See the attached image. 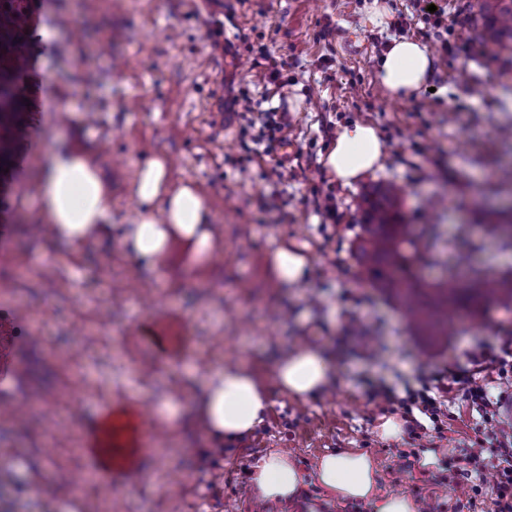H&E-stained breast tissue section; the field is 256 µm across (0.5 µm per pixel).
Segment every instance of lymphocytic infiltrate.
<instances>
[{"label": "lymphocytic infiltrate", "mask_w": 512, "mask_h": 512, "mask_svg": "<svg viewBox=\"0 0 512 512\" xmlns=\"http://www.w3.org/2000/svg\"><path fill=\"white\" fill-rule=\"evenodd\" d=\"M43 0H15L14 8L0 7V17L21 19L19 42L24 50L25 62L15 73L20 91H28L34 78L30 72L29 62L33 58V46L30 37L34 31L36 14ZM241 105L239 117L248 128L254 129L253 141L262 147L264 153H272L276 147L288 141V122L284 113L275 109H256L253 99L247 93H240L237 98ZM470 367L463 373L451 376L450 383H431L422 379L417 390H407L405 397L395 398L388 389L372 387L373 398L386 402H400L408 421V435L411 440H420L426 424H433L435 430H443L448 424V405L441 399V392L447 391L449 385L461 387L463 398L475 406L487 425L496 423L501 403L492 400L489 393L490 383L512 388V341H506L500 353H473L469 356ZM478 431L473 444L466 449L459 459L460 469L464 472L482 473L493 470L496 481L494 496L491 500L493 512H512V434L504 431L492 434ZM494 441L496 452L486 455V441Z\"/></svg>", "instance_id": "lymphocytic-infiltrate-1"}]
</instances>
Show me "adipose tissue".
Instances as JSON below:
<instances>
[{
  "label": "adipose tissue",
  "mask_w": 512,
  "mask_h": 512,
  "mask_svg": "<svg viewBox=\"0 0 512 512\" xmlns=\"http://www.w3.org/2000/svg\"><path fill=\"white\" fill-rule=\"evenodd\" d=\"M378 78L390 96L407 99L427 89L434 58L420 42L394 38L377 62ZM385 156V144L368 124L344 126L322 158L327 174L349 186L376 168ZM139 215L125 225L121 246L146 264L162 262L174 239L191 245L194 256L213 253L218 240L208 218L204 195L191 185L170 186L165 160L152 158L140 166L135 185ZM39 212L51 235L71 244L106 231L112 217V196L97 170L76 150L54 153L37 187ZM330 368L322 350L297 347L275 367L274 378L287 395L305 400L329 383ZM269 396L247 366L216 371L200 409L207 435L235 439L262 423ZM322 487L344 501L369 498L375 490L377 469L368 454L357 450L322 457L316 465ZM250 485L257 501L292 500L299 492L296 463L286 454L269 453L256 466Z\"/></svg>",
  "instance_id": "1"
}]
</instances>
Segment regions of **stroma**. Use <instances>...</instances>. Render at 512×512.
Returning <instances> with one entry per match:
<instances>
[{"label": "stroma", "instance_id": "stroma-1", "mask_svg": "<svg viewBox=\"0 0 512 512\" xmlns=\"http://www.w3.org/2000/svg\"><path fill=\"white\" fill-rule=\"evenodd\" d=\"M414 2L224 0L240 28L228 40L222 26H200L191 0H46L36 102L16 116L29 137L0 159L11 171L0 316L25 315L22 365L48 379L53 403L32 418L0 419V449L15 457L0 467V512H58L60 494L88 512H254L246 480L275 450L296 461L301 490L330 512H375V497L387 495L438 512H463L473 496L489 512L492 471L455 472L476 422L460 392H448L445 439L424 438L409 457L402 440L378 433L381 418L402 408L368 393L372 382L400 393L418 387L419 376L466 366L476 346L495 352L512 336V308L494 305L482 322L456 323L447 342L427 347L363 281L353 254L362 197L394 183L405 223L437 225L436 251L512 274V248L489 235L467 252L459 236L462 225L494 223L499 202L512 197V50L480 42L478 0H433L446 26L415 23L409 32L437 59L432 88L391 98L376 77L377 46L397 37L394 23ZM274 65L286 86L263 82ZM242 89L258 109L286 111L287 149L255 154L236 113L211 112ZM357 121L376 129L386 156L345 187L319 159ZM66 147L98 165L116 224L137 217L139 164L164 157L174 183L204 194L221 260H190L178 241L151 269L123 254L115 236L72 245L32 233L44 159ZM327 201L335 219L323 214ZM284 244L310 262L295 287L273 270ZM165 323L179 341L161 353L149 332ZM303 342L330 362L328 388L305 401L274 380L276 363ZM239 364L267 387L270 405L261 425L227 444L204 434L198 409L211 374ZM126 397L150 405L158 431L143 441L141 470L106 495L84 439L102 404ZM345 450L377 461L374 498L345 502L318 484V459Z\"/></svg>", "mask_w": 512, "mask_h": 512}]
</instances>
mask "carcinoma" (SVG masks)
Segmentation results:
<instances>
[{
    "label": "carcinoma",
    "instance_id": "cac0c4a2",
    "mask_svg": "<svg viewBox=\"0 0 512 512\" xmlns=\"http://www.w3.org/2000/svg\"><path fill=\"white\" fill-rule=\"evenodd\" d=\"M482 41L512 48V0H479ZM15 35L0 25V127L16 111L14 71ZM363 224L354 249L365 280L403 309L413 335L430 345L448 337L455 319L463 314L475 320L491 305L512 302V278L490 277L464 261L453 267L439 257L432 260L440 276L429 282L413 272L422 251L433 247L437 228L418 233L403 223L400 190L393 184L376 188L363 199Z\"/></svg>",
    "mask_w": 512,
    "mask_h": 512
}]
</instances>
